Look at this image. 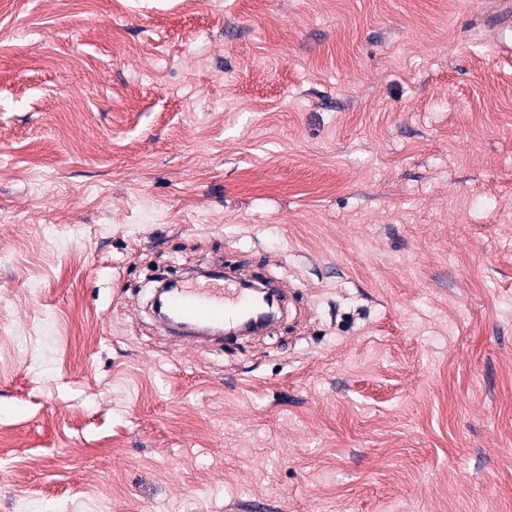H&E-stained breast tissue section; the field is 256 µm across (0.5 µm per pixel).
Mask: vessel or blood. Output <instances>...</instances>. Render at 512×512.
<instances>
[{
	"instance_id": "vessel-or-blood-1",
	"label": "vessel or blood",
	"mask_w": 512,
	"mask_h": 512,
	"mask_svg": "<svg viewBox=\"0 0 512 512\" xmlns=\"http://www.w3.org/2000/svg\"><path fill=\"white\" fill-rule=\"evenodd\" d=\"M490 24L496 32L500 51H512V8L503 7ZM168 318L160 327L166 333L196 339L215 331L238 328L258 307L252 290L243 288L235 269L225 267L220 273L179 281L166 301Z\"/></svg>"
}]
</instances>
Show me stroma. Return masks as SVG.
I'll use <instances>...</instances> for the list:
<instances>
[{"label": "stroma", "mask_w": 512, "mask_h": 512, "mask_svg": "<svg viewBox=\"0 0 512 512\" xmlns=\"http://www.w3.org/2000/svg\"><path fill=\"white\" fill-rule=\"evenodd\" d=\"M500 3L0 0V512H512ZM220 274L204 273L194 282L179 281L167 297L171 319L158 326L166 333L187 339L237 329L258 307L253 290L242 287L236 270L223 264Z\"/></svg>", "instance_id": "stroma-1"}]
</instances>
